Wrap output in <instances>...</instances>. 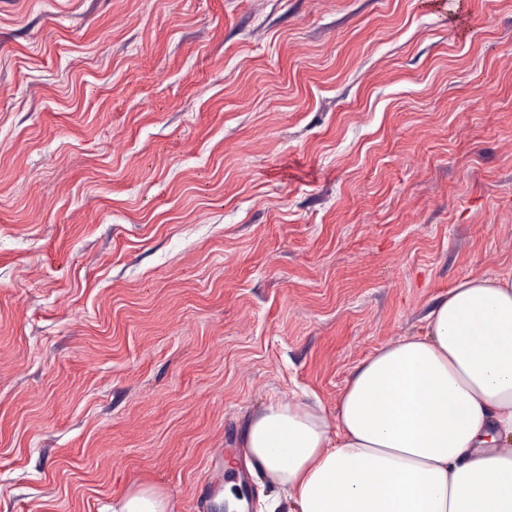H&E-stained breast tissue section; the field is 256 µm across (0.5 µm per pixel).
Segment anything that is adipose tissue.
<instances>
[{
    "instance_id": "ef3b65f1",
    "label": "adipose tissue",
    "mask_w": 512,
    "mask_h": 512,
    "mask_svg": "<svg viewBox=\"0 0 512 512\" xmlns=\"http://www.w3.org/2000/svg\"><path fill=\"white\" fill-rule=\"evenodd\" d=\"M244 446L288 512H512V279L464 278L334 413L270 404Z\"/></svg>"
}]
</instances>
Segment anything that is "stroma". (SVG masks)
<instances>
[{"instance_id": "obj_1", "label": "stroma", "mask_w": 512, "mask_h": 512, "mask_svg": "<svg viewBox=\"0 0 512 512\" xmlns=\"http://www.w3.org/2000/svg\"><path fill=\"white\" fill-rule=\"evenodd\" d=\"M476 274L512 0H0V512H218L251 416ZM113 512H173L168 498L149 487L128 493L116 504Z\"/></svg>"}]
</instances>
